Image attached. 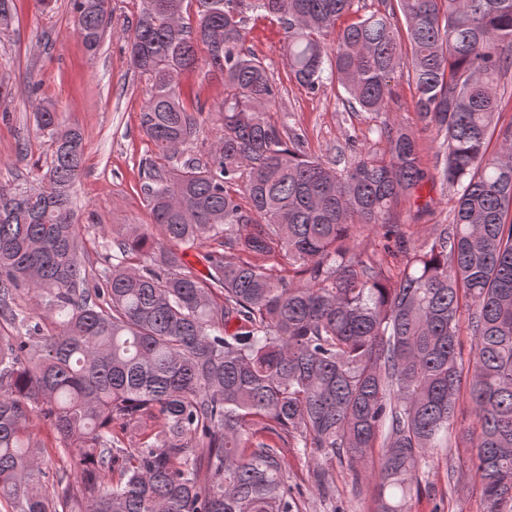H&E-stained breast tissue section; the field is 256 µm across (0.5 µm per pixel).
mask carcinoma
<instances>
[{
  "mask_svg": "<svg viewBox=\"0 0 512 512\" xmlns=\"http://www.w3.org/2000/svg\"><path fill=\"white\" fill-rule=\"evenodd\" d=\"M356 2L140 0L127 47L150 83L140 124L154 146L152 225H121L97 279L79 261L70 199L83 136L37 108L52 148L44 185L0 183V318L25 326L0 337V504L11 512H300L290 448L369 471L375 512H407L419 472L452 447L465 396L486 512H512V124L496 119L512 0H381L336 29ZM71 3L94 52L108 0ZM248 10L283 25L300 86L335 79L358 112L388 111L406 71L436 131L452 223L416 246L394 220L427 178L401 123L376 126L384 148L342 170L305 152L272 115L280 88L245 47ZM197 66L224 80L221 131L206 160L180 161L197 122L176 76ZM367 231L380 236L371 255ZM192 247L206 248L203 278ZM35 415L59 439L49 487Z\"/></svg>",
  "mask_w": 512,
  "mask_h": 512,
  "instance_id": "1",
  "label": "carcinoma"
}]
</instances>
